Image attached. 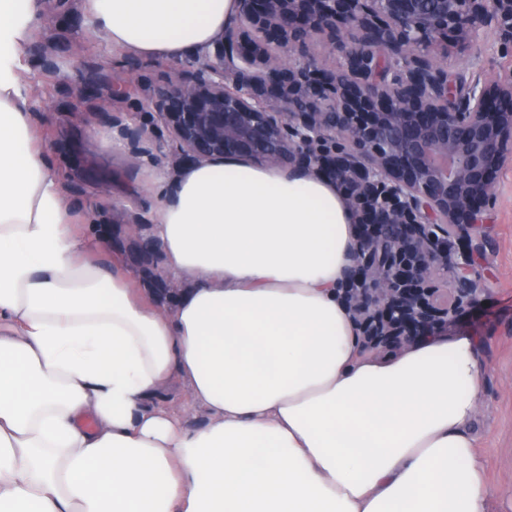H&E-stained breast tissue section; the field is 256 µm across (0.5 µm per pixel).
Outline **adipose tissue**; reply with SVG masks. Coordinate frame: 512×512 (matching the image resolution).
Here are the masks:
<instances>
[{
    "label": "adipose tissue",
    "instance_id": "adipose-tissue-1",
    "mask_svg": "<svg viewBox=\"0 0 512 512\" xmlns=\"http://www.w3.org/2000/svg\"><path fill=\"white\" fill-rule=\"evenodd\" d=\"M122 53L181 60L236 0H81ZM40 0H0V512H491L480 340L362 351L336 184L229 158L142 160L185 283L163 311L77 231L20 71ZM181 388L207 421L162 403Z\"/></svg>",
    "mask_w": 512,
    "mask_h": 512
}]
</instances>
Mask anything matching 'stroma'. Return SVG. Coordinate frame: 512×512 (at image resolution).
Returning <instances> with one entry per match:
<instances>
[{"label":"stroma","instance_id":"stroma-1","mask_svg":"<svg viewBox=\"0 0 512 512\" xmlns=\"http://www.w3.org/2000/svg\"><path fill=\"white\" fill-rule=\"evenodd\" d=\"M79 0H42V18L25 48L21 79L31 103L37 134L57 171L67 202L88 218L82 231L99 241L103 227L124 237L128 226L146 232V214L153 204L138 168L128 163L133 149L174 172L176 146L155 113L141 108L145 98L164 85L170 60L141 59L112 51L103 40L83 36L88 24ZM470 61H449L451 79L470 81L476 69L496 70L511 62L495 35L482 34ZM118 83L139 77L138 91L115 102L107 97L77 100L74 92L90 75ZM143 132L140 142L123 135L122 127ZM121 133L120 149L107 139ZM484 256L471 277L482 288L479 301L465 309L448 331L482 341L484 371L474 429L487 459L488 480L512 486V161L499 175L488 222L476 238Z\"/></svg>","mask_w":512,"mask_h":512}]
</instances>
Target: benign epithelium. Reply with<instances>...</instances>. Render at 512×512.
Listing matches in <instances>:
<instances>
[{
	"label": "benign epithelium",
	"mask_w": 512,
	"mask_h": 512,
	"mask_svg": "<svg viewBox=\"0 0 512 512\" xmlns=\"http://www.w3.org/2000/svg\"><path fill=\"white\" fill-rule=\"evenodd\" d=\"M484 31L512 50V0H239L237 21L141 105L184 163L245 158L340 186L358 238L343 300L363 351L392 353L477 301L470 231L512 157V71L450 82L448 37L463 59ZM122 248L159 251L137 236Z\"/></svg>",
	"instance_id": "benign-epithelium-1"
}]
</instances>
